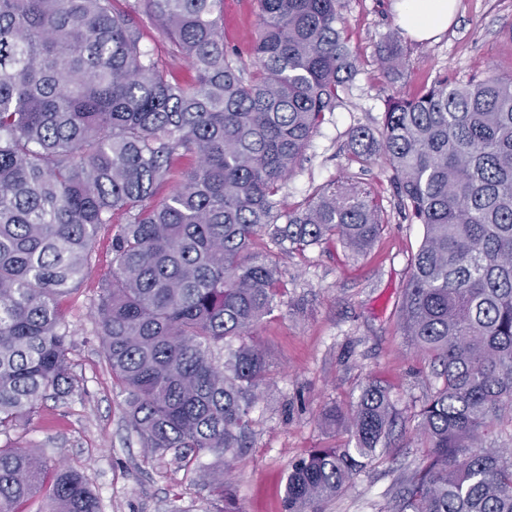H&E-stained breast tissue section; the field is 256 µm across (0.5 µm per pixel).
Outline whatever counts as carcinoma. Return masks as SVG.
Instances as JSON below:
<instances>
[{
	"label": "carcinoma",
	"instance_id": "carcinoma-1",
	"mask_svg": "<svg viewBox=\"0 0 512 512\" xmlns=\"http://www.w3.org/2000/svg\"><path fill=\"white\" fill-rule=\"evenodd\" d=\"M223 2L143 0L196 71L186 88L112 0H0V434L74 390L61 299L88 275L108 225L112 267L91 310L128 425L229 501L224 470L200 459L246 447L266 375L250 337L281 303L279 269L253 246L336 240L359 255L384 220L355 183L277 212L359 70L343 0H257V79L224 44ZM378 62L390 79L407 69L397 34ZM349 147L362 168L384 156L401 206L424 226L401 329L442 383L415 414L427 453L396 512H512V453L485 445L512 430V76L401 89L379 134L356 127ZM177 155L196 166L173 184ZM396 416L377 380L350 408H326L323 422L353 445L290 464L287 512H320L387 445ZM45 488L41 512H99L78 472L33 448H0V512H27Z\"/></svg>",
	"mask_w": 512,
	"mask_h": 512
}]
</instances>
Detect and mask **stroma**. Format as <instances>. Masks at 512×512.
<instances>
[{"instance_id": "stroma-1", "label": "stroma", "mask_w": 512, "mask_h": 512, "mask_svg": "<svg viewBox=\"0 0 512 512\" xmlns=\"http://www.w3.org/2000/svg\"><path fill=\"white\" fill-rule=\"evenodd\" d=\"M351 46L360 56L349 95L312 138L305 159L279 196L285 212L334 179L351 177L371 187L387 224L374 248L355 257L330 241L303 250L262 241L279 264L282 304L255 329L254 340L268 363V377L250 416L251 444L240 456L226 455L236 512H284L290 463L310 450L345 443L347 433L326 428L323 410L349 407L369 381L385 384L401 416L387 447L374 457L324 512H391L402 483L421 451L412 429L414 412L440 384L429 357L414 349L400 328V305L422 225L404 219L380 163L358 169L348 160V132L379 128L394 87L416 93L436 77L465 81L512 74V0H457L448 29L427 41L402 34L396 0H343ZM115 9L140 25L160 67L180 83L194 73L173 56L144 12L142 0H114ZM224 42L245 67L261 27L255 0L224 6ZM400 35L409 67L397 81L380 71L376 54L389 33ZM108 231H100L96 265L77 291L62 301L74 329L68 355L77 382L74 393L47 399L29 420L0 435L1 448H39L53 461L79 471L97 496L100 512H219L195 470L173 457H146L127 425L124 396L101 355L91 314L101 273L112 261Z\"/></svg>"}]
</instances>
